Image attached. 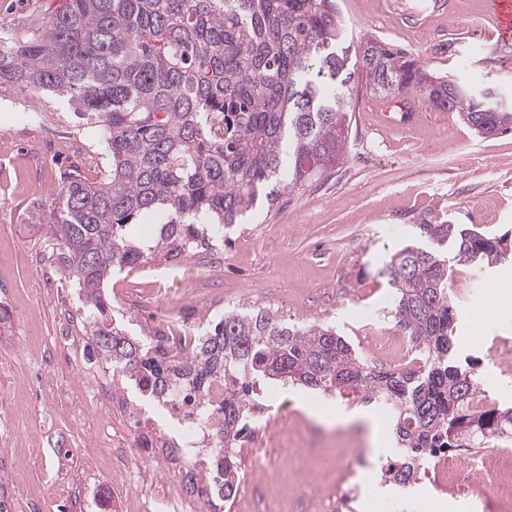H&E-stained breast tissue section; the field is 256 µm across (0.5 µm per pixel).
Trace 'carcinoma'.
Segmentation results:
<instances>
[{
  "label": "carcinoma",
  "instance_id": "carcinoma-1",
  "mask_svg": "<svg viewBox=\"0 0 512 512\" xmlns=\"http://www.w3.org/2000/svg\"><path fill=\"white\" fill-rule=\"evenodd\" d=\"M383 96L416 95L480 133L512 129V106L429 74L412 52L364 38L346 43L334 0H69L42 19L0 30V88L48 92L78 126L95 127L109 164L91 181L72 166L54 208L31 215L64 248L89 355L154 402L178 398L205 424L190 451L137 415L142 443L183 460V482H212L230 507L242 481L239 443L262 383L374 399L389 411L396 450L389 481L405 487L439 448L512 440V407L475 412L479 386L457 362L451 261L493 268L512 239L421 219L420 241L360 273L392 288L391 314L421 354L417 369L379 367L323 323H290L260 304L208 321L191 351L134 336L111 315L112 273L212 246L260 200L273 204L336 168L345 155L354 78ZM224 382L213 406L200 394Z\"/></svg>",
  "mask_w": 512,
  "mask_h": 512
}]
</instances>
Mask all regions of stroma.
<instances>
[{"label": "stroma", "instance_id": "35a3bbf8", "mask_svg": "<svg viewBox=\"0 0 512 512\" xmlns=\"http://www.w3.org/2000/svg\"><path fill=\"white\" fill-rule=\"evenodd\" d=\"M348 38L375 37L415 53L431 72L463 79L512 99V40L495 38L486 0H335ZM41 124L0 112V304L10 317L0 327V490L9 512H136L138 487L123 462L136 442L123 408L112 405L110 373L88 372L78 310L81 303L45 232L30 213L53 207L60 174L69 165L95 176L108 156L105 142L91 150L56 113L66 102L33 100ZM391 101L355 81L344 159L330 177L258 209L224 236L219 247L186 259L183 271L147 264L114 276L107 286L117 312L151 321V307L176 320L190 309L197 324L256 302L292 322H327L382 364L368 339L394 326L384 283L360 277L366 262L388 256L413 238L419 218L446 212L456 224L490 234L512 230V134L485 138L459 113L410 96L401 109L420 113L412 126L387 124ZM512 291V256L485 271L467 264L448 270V293L459 306L452 333L459 359L473 367L479 396L512 407V363L502 340L512 341V311L472 343L471 313L500 292ZM267 427L241 448L242 482L233 512H329L336 486L354 453L353 427L339 423L310 445L296 427L317 412L361 411L353 398L311 395L296 386L266 387ZM491 462L468 489L449 485L432 498L419 490L411 512H484L496 489L512 484V454L503 444L480 451ZM56 484L50 500L33 490Z\"/></svg>", "mask_w": 512, "mask_h": 512}]
</instances>
